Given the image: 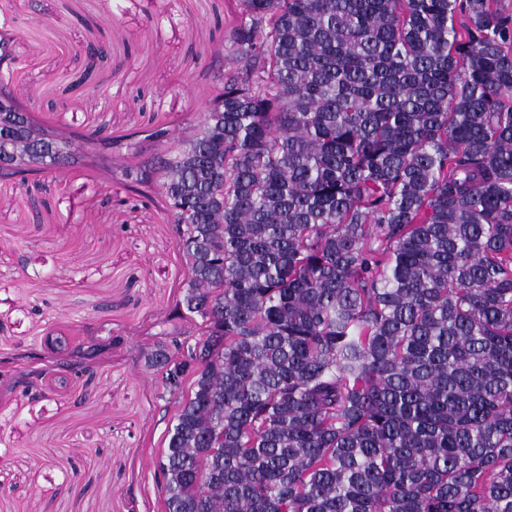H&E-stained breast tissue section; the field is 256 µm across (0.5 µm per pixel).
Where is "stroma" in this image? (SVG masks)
<instances>
[{
  "label": "stroma",
  "instance_id": "stroma-1",
  "mask_svg": "<svg viewBox=\"0 0 512 512\" xmlns=\"http://www.w3.org/2000/svg\"><path fill=\"white\" fill-rule=\"evenodd\" d=\"M239 0H0L22 96L68 134L192 131ZM106 45L89 61V44ZM176 228L80 166L0 178V512H160L174 400L142 348L162 342L185 263ZM110 343L87 371L31 358L48 334Z\"/></svg>",
  "mask_w": 512,
  "mask_h": 512
}]
</instances>
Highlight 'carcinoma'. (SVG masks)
<instances>
[{
    "label": "carcinoma",
    "mask_w": 512,
    "mask_h": 512,
    "mask_svg": "<svg viewBox=\"0 0 512 512\" xmlns=\"http://www.w3.org/2000/svg\"><path fill=\"white\" fill-rule=\"evenodd\" d=\"M464 21L455 24L456 16ZM0 32V177L67 165ZM211 103L85 166L187 277L147 354L162 512H512V26L494 0H240Z\"/></svg>",
    "instance_id": "cac0c4a2"
}]
</instances>
